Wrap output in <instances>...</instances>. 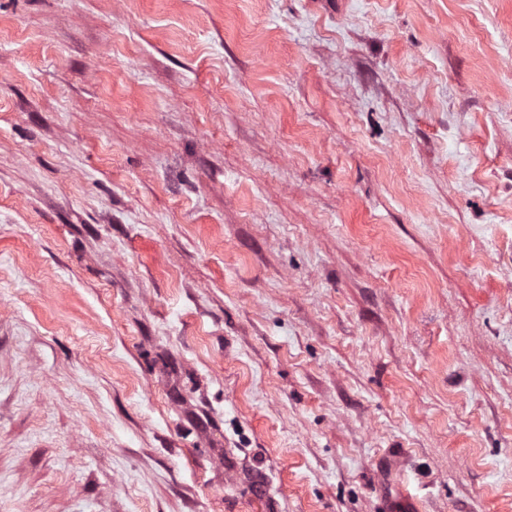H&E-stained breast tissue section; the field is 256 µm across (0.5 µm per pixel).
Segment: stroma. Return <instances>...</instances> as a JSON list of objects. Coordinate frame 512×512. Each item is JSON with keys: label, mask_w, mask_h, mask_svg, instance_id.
Wrapping results in <instances>:
<instances>
[{"label": "stroma", "mask_w": 512, "mask_h": 512, "mask_svg": "<svg viewBox=\"0 0 512 512\" xmlns=\"http://www.w3.org/2000/svg\"><path fill=\"white\" fill-rule=\"evenodd\" d=\"M0 512H512V0H0Z\"/></svg>", "instance_id": "obj_1"}]
</instances>
